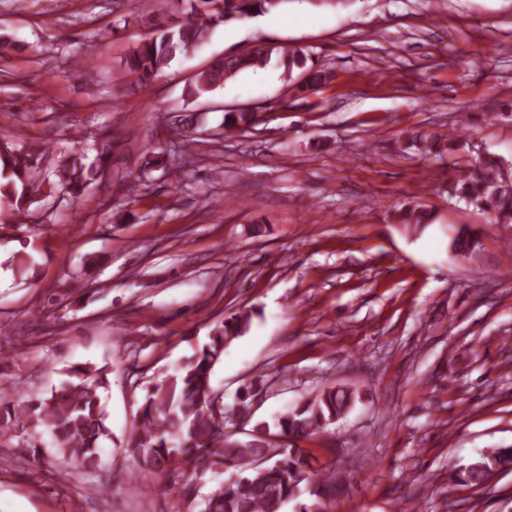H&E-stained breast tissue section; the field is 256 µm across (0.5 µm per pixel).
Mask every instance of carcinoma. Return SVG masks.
Listing matches in <instances>:
<instances>
[{
	"instance_id": "carcinoma-1",
	"label": "carcinoma",
	"mask_w": 512,
	"mask_h": 512,
	"mask_svg": "<svg viewBox=\"0 0 512 512\" xmlns=\"http://www.w3.org/2000/svg\"><path fill=\"white\" fill-rule=\"evenodd\" d=\"M187 17L176 26L160 24V34L145 38L123 58L125 70L142 80L155 77L181 54L205 44L216 28L250 13L275 8L281 0H189ZM308 56L301 48L256 46L251 50L214 59L186 86V96L198 99L237 76L240 72L276 62L287 75L300 71V87L316 88L328 73L307 66ZM254 112L224 114V126L246 128L256 125ZM443 138L414 133L398 141L397 152L414 150L422 155L439 152ZM48 152L44 143L29 142L12 146L10 132L0 128V203L19 215L29 211L40 196L65 192L80 197L104 170L111 145L100 143L98 167H87L80 158L64 160L51 173H42V160ZM448 197L459 198L485 211L500 224L512 222V165L502 158L485 155L468 163L448 180ZM399 224H428L431 212L420 206L401 204L393 209ZM252 313L240 311L216 324L209 342L181 365L176 373L150 387L125 453L141 472L165 474L179 470L174 480L161 488L180 497L186 512H283L302 494V484L319 475L318 488L310 491L314 500L300 505L298 512H325L323 490L336 483V475L311 470V463L300 449L277 448L269 440L270 427L262 424L246 442L229 441L224 433L226 420L249 418L246 399L231 411L224 409V395L213 386V371L226 348L243 335L251 324ZM111 366L78 364L65 371L66 379L51 394L34 393L17 404L6 400L8 387L0 384V446L12 439L19 425L48 429L58 454L68 465L90 472L99 467V448L112 437L101 403V390L109 383ZM357 392L346 386H328L297 402L279 415L274 423L277 436L308 438L345 416L354 405ZM512 462V448L490 449L481 461L467 469L471 482L484 480L497 465ZM232 472V482L218 479Z\"/></svg>"
}]
</instances>
